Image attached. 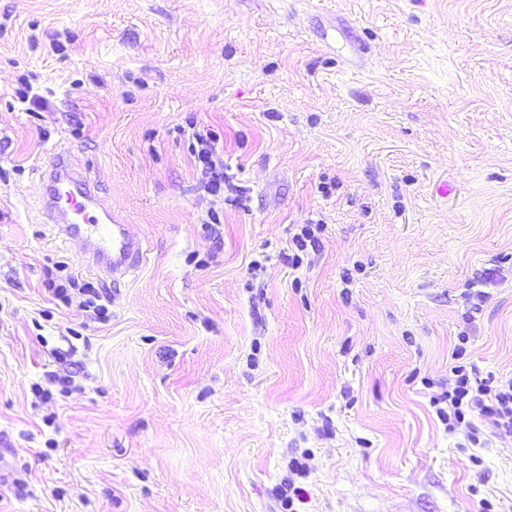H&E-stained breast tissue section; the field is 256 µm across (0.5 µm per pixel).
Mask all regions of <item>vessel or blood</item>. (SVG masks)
<instances>
[{"mask_svg": "<svg viewBox=\"0 0 512 512\" xmlns=\"http://www.w3.org/2000/svg\"><path fill=\"white\" fill-rule=\"evenodd\" d=\"M41 208L66 236L80 237L96 264L113 280L135 270L142 240L133 225L115 216L98 187L70 156L52 158L42 173Z\"/></svg>", "mask_w": 512, "mask_h": 512, "instance_id": "vessel-or-blood-1", "label": "vessel or blood"}]
</instances>
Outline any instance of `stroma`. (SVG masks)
Listing matches in <instances>:
<instances>
[{
    "label": "stroma",
    "instance_id": "stroma-1",
    "mask_svg": "<svg viewBox=\"0 0 512 512\" xmlns=\"http://www.w3.org/2000/svg\"><path fill=\"white\" fill-rule=\"evenodd\" d=\"M459 363L512 377V0H0V512H512ZM196 140L198 145H200V149L195 150L196 159L199 163L202 164L203 170L205 173H210L213 179L210 181L211 191L216 192L219 190L218 177L219 173H217L216 168L217 164L213 159V156L216 155L217 148L215 146L216 135L213 132H206L205 134L196 135ZM41 209L67 237H81L86 252L118 281L137 268L142 240L132 224L112 214L99 188L68 155L52 158L42 173ZM70 289L74 292L68 293V288H54V295L62 300L66 304H72L73 299H80L78 306L82 308H94L99 315H103L104 309L101 306L98 308L95 304L96 293L94 288H91L89 284H80L75 280L71 279Z\"/></svg>",
    "mask_w": 512,
    "mask_h": 512
}]
</instances>
